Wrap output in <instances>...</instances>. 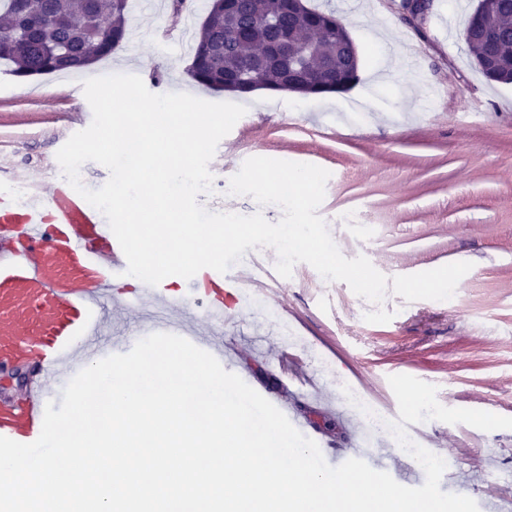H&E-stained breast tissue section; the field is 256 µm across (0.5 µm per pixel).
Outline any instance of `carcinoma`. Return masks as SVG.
<instances>
[{
	"mask_svg": "<svg viewBox=\"0 0 512 512\" xmlns=\"http://www.w3.org/2000/svg\"><path fill=\"white\" fill-rule=\"evenodd\" d=\"M128 0H34L31 14L17 18L16 0H0V63L19 77L58 73L112 53L127 34ZM275 20L278 27L269 26ZM496 31L490 44L473 32L474 58L492 54L487 79L512 84V3L482 19ZM288 36V53L267 65L260 59ZM359 57L347 30L336 31L331 12L294 9L292 0H209L190 77L218 91L287 90L303 95L336 91L358 80Z\"/></svg>",
	"mask_w": 512,
	"mask_h": 512,
	"instance_id": "1",
	"label": "carcinoma"
}]
</instances>
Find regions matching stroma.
Returning <instances> with one entry per match:
<instances>
[{"label": "stroma", "mask_w": 512, "mask_h": 512, "mask_svg": "<svg viewBox=\"0 0 512 512\" xmlns=\"http://www.w3.org/2000/svg\"><path fill=\"white\" fill-rule=\"evenodd\" d=\"M399 2L305 0L334 11L349 31L358 82L317 97L253 92L209 164L212 193L197 197L212 212H259L278 222L279 206L227 194L224 182L248 158L285 157L329 171L317 213L346 258L366 256L390 278L471 263L452 300L408 302L389 291L376 304L303 262L281 277L276 251L259 246L250 256L262 271L261 291L244 290L223 325L250 387L288 402L335 447L365 442L372 468L394 477L423 468L395 453L392 439L347 402V389L395 416L388 378L406 374L436 386L444 406L512 417V85L489 81L465 43L477 0H431L414 19ZM206 7L207 0H185L177 13L173 0H129L128 36L87 75L149 72L155 94L188 82ZM83 78L29 79L0 65V195L65 183L56 154L89 125ZM346 211L359 212L360 223H337ZM150 307L146 298L126 304L102 295L93 312L101 342L129 352L149 334L143 315ZM282 323L309 352L306 373L319 400L301 395L275 365L282 344L273 331ZM42 389L61 401V386L43 378L38 363L0 369L1 410L20 408ZM412 429L444 459L441 481L450 493L512 512V429L437 420Z\"/></svg>", "instance_id": "35a3bbf8"}]
</instances>
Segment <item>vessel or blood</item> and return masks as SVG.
I'll return each instance as SVG.
<instances>
[{
    "mask_svg": "<svg viewBox=\"0 0 512 512\" xmlns=\"http://www.w3.org/2000/svg\"><path fill=\"white\" fill-rule=\"evenodd\" d=\"M0 235L20 242L17 251L0 253V260L16 266L13 274L0 275V361L18 357L42 362L44 377L55 373L61 349L75 336H83L85 355L99 348V329L92 317L95 295L86 283L101 278L105 269L121 273L126 258L108 232L103 217L90 209L84 199L68 186L57 185L51 192L35 194L20 204L0 197ZM68 271V278L50 276L47 262ZM258 282L250 257H243L227 273L205 268L190 288L178 296L169 288L149 287L154 303L149 325L161 333L189 334L190 329L170 318L173 307H194L204 301L209 319H223L236 303L235 292L244 281ZM39 418L36 404L20 412H0V437L13 438L18 429H32ZM319 448L328 465L336 467L351 458L367 459L360 443L339 450L328 443Z\"/></svg>",
    "mask_w": 512,
    "mask_h": 512,
    "instance_id": "obj_1",
    "label": "vessel or blood"
}]
</instances>
